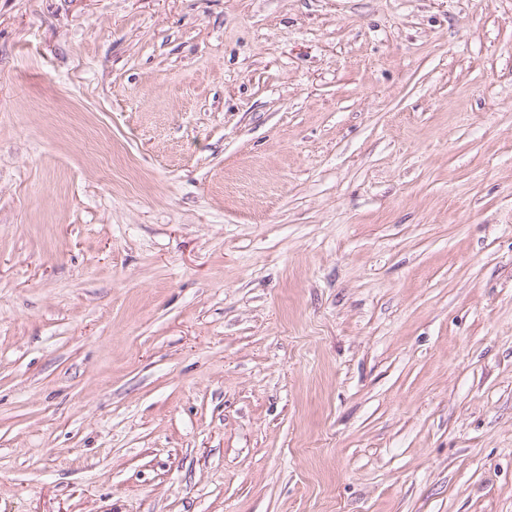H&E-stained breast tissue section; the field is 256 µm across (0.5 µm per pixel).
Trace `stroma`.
<instances>
[{
  "mask_svg": "<svg viewBox=\"0 0 512 512\" xmlns=\"http://www.w3.org/2000/svg\"><path fill=\"white\" fill-rule=\"evenodd\" d=\"M0 512H512V0H0Z\"/></svg>",
  "mask_w": 512,
  "mask_h": 512,
  "instance_id": "35a3bbf8",
  "label": "stroma"
}]
</instances>
